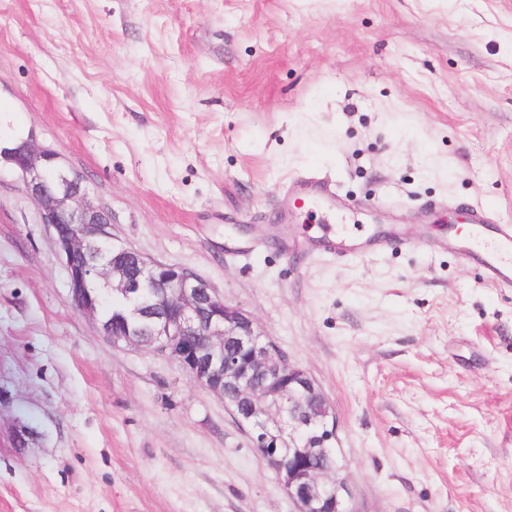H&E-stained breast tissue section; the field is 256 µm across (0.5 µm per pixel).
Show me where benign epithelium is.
<instances>
[{"instance_id": "7a95c632", "label": "benign epithelium", "mask_w": 512, "mask_h": 512, "mask_svg": "<svg viewBox=\"0 0 512 512\" xmlns=\"http://www.w3.org/2000/svg\"><path fill=\"white\" fill-rule=\"evenodd\" d=\"M21 178L65 259L72 302L97 321L114 347H146L177 361L199 386L224 399L275 475L294 512H358L333 441L336 414L322 389L277 348L248 313L230 306L194 271L112 245V223L87 201L83 179L27 139L0 149V162ZM118 293L127 309L109 323L103 295ZM156 311L145 345L128 324Z\"/></svg>"}]
</instances>
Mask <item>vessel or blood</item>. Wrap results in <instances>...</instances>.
I'll return each instance as SVG.
<instances>
[{"instance_id":"vessel-or-blood-1","label":"vessel or blood","mask_w":512,"mask_h":512,"mask_svg":"<svg viewBox=\"0 0 512 512\" xmlns=\"http://www.w3.org/2000/svg\"><path fill=\"white\" fill-rule=\"evenodd\" d=\"M299 188L298 201L313 206L325 204L329 192L324 181L316 175L296 177ZM472 224L471 242L458 250L463 262L480 263L487 279L498 288L512 287V225H490L489 214L480 206L470 210ZM322 248L332 259L346 260L359 256L361 250L356 243L346 237L333 235L325 237Z\"/></svg>"}]
</instances>
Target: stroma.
<instances>
[{"instance_id": "35a3bbf8", "label": "stroma", "mask_w": 512, "mask_h": 512, "mask_svg": "<svg viewBox=\"0 0 512 512\" xmlns=\"http://www.w3.org/2000/svg\"><path fill=\"white\" fill-rule=\"evenodd\" d=\"M28 136L315 380L359 512H512V288L437 246L478 203L512 223V0H0ZM306 173L334 211L295 207ZM293 509L222 398L103 341L0 168V512ZM389 245L384 242H374L369 245L365 250L357 247V244L344 236L336 237V235H329L325 237L321 244L325 255L332 259L346 260L356 256H365L370 252L373 247H382Z\"/></svg>"}]
</instances>
